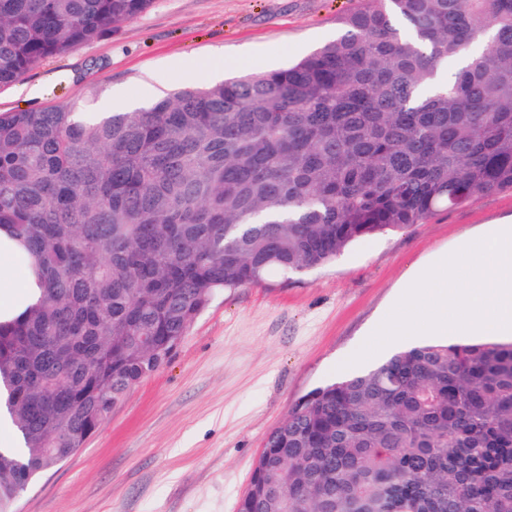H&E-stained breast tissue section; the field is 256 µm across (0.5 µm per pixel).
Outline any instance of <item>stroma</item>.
Returning <instances> with one entry per match:
<instances>
[{
	"instance_id": "obj_1",
	"label": "stroma",
	"mask_w": 512,
	"mask_h": 512,
	"mask_svg": "<svg viewBox=\"0 0 512 512\" xmlns=\"http://www.w3.org/2000/svg\"><path fill=\"white\" fill-rule=\"evenodd\" d=\"M359 0H153L112 35L35 66L0 88V113L120 94L150 105L208 87L182 63L233 75L294 63L342 32ZM38 98H30V88ZM100 95V96H101ZM512 214V191L436 212L427 223L358 241L304 275L214 295L168 362L131 387L83 448L16 498L15 512H238L268 433L311 390L335 381L398 297L412 267Z\"/></svg>"
}]
</instances>
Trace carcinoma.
<instances>
[{"instance_id": "1", "label": "carcinoma", "mask_w": 512, "mask_h": 512, "mask_svg": "<svg viewBox=\"0 0 512 512\" xmlns=\"http://www.w3.org/2000/svg\"><path fill=\"white\" fill-rule=\"evenodd\" d=\"M152 0H0V85ZM282 69L140 112L0 113V512L159 370L213 295L512 190V0H362ZM457 61L454 76L438 75ZM238 512H512V342L431 341L315 388ZM15 255L0 251V317L12 318L22 314L34 301L37 286L32 279L16 280L11 275L15 267L17 279H23L24 264L15 266Z\"/></svg>"}]
</instances>
